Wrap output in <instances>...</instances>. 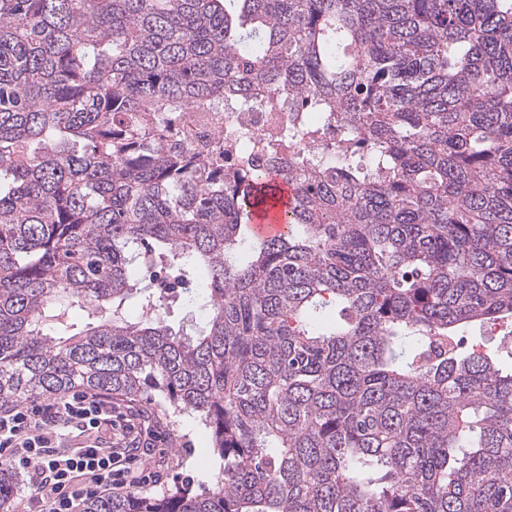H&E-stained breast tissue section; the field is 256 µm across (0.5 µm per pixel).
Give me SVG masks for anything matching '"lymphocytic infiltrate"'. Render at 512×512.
Returning a JSON list of instances; mask_svg holds the SVG:
<instances>
[{
    "instance_id": "1",
    "label": "lymphocytic infiltrate",
    "mask_w": 512,
    "mask_h": 512,
    "mask_svg": "<svg viewBox=\"0 0 512 512\" xmlns=\"http://www.w3.org/2000/svg\"><path fill=\"white\" fill-rule=\"evenodd\" d=\"M67 431L84 443L62 449ZM165 440L158 420L97 391L0 409V460L23 474L30 512H77L86 499L162 482L151 450Z\"/></svg>"
}]
</instances>
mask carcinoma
<instances>
[{
  "instance_id": "1",
  "label": "carcinoma",
  "mask_w": 512,
  "mask_h": 512,
  "mask_svg": "<svg viewBox=\"0 0 512 512\" xmlns=\"http://www.w3.org/2000/svg\"><path fill=\"white\" fill-rule=\"evenodd\" d=\"M256 87L349 123L366 165L345 147L230 175L167 141L177 113ZM273 177L296 190L288 231L257 240ZM141 252L208 268L195 335ZM495 321L512 0H0V407L159 390L224 460L208 493L82 512H512V332L456 345ZM15 487L0 464V512Z\"/></svg>"
}]
</instances>
